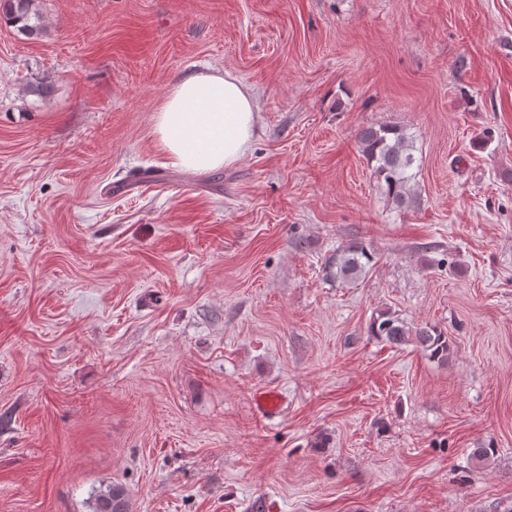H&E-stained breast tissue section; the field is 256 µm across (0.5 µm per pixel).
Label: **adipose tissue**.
<instances>
[{
  "instance_id": "ef3b65f1",
  "label": "adipose tissue",
  "mask_w": 512,
  "mask_h": 512,
  "mask_svg": "<svg viewBox=\"0 0 512 512\" xmlns=\"http://www.w3.org/2000/svg\"><path fill=\"white\" fill-rule=\"evenodd\" d=\"M257 113L253 94L230 72H199L172 86L154 132L171 165L217 170L244 155Z\"/></svg>"
}]
</instances>
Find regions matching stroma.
Returning <instances> with one entry per match:
<instances>
[{
  "label": "stroma",
  "mask_w": 512,
  "mask_h": 512,
  "mask_svg": "<svg viewBox=\"0 0 512 512\" xmlns=\"http://www.w3.org/2000/svg\"><path fill=\"white\" fill-rule=\"evenodd\" d=\"M37 8V40L0 20V512L109 483L131 512H512V0ZM206 69L259 117L197 172L153 116ZM384 124L408 210L357 148ZM353 242L370 273L327 279ZM383 311L446 329L447 362L369 336ZM357 141L388 200L399 209L411 208L416 199L415 175L409 172L415 161L412 136L400 127L379 125L360 130ZM283 397L275 390L266 389L254 395V404L257 411L266 417H275L282 406Z\"/></svg>",
  "instance_id": "1"
}]
</instances>
